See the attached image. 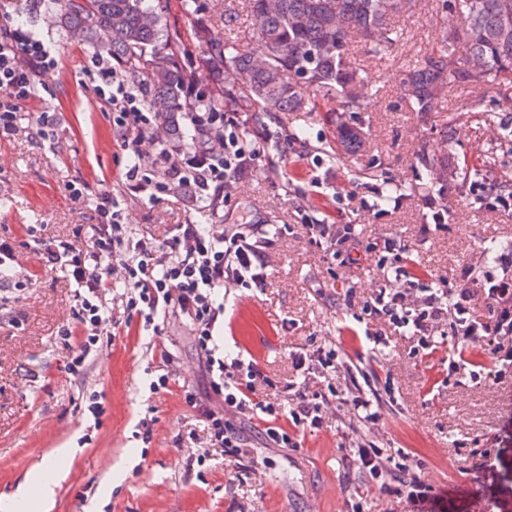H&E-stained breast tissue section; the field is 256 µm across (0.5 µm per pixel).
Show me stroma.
<instances>
[{
    "label": "stroma",
    "mask_w": 512,
    "mask_h": 512,
    "mask_svg": "<svg viewBox=\"0 0 512 512\" xmlns=\"http://www.w3.org/2000/svg\"><path fill=\"white\" fill-rule=\"evenodd\" d=\"M213 32L229 33L238 49L252 47L255 20L242 0H199ZM50 0H13L0 27L17 25L53 45L57 65L41 78L29 112L48 108L61 119L42 140L26 134L0 142V238L13 240L31 288H0V497L27 486L28 473L69 448L57 464L58 482L49 505L32 512H512V378L483 387L466 372L448 370L454 341L438 337L425 359L414 356L416 341L390 333L386 349L369 343L378 322L357 321L362 302L386 283L372 244L393 238L409 248V274L453 278L463 265L476 274L488 269L486 251L512 242V207L483 196L494 174H470L449 181L433 207L402 197L381 204L385 187L427 182L419 151L475 165L494 153L497 172L512 173V147L503 144L502 124L512 123V77L482 88L450 89L436 111H413L401 82L411 59L436 47L439 20L431 0H415L395 21L397 39L382 49L354 37L350 51L371 96L359 119L368 133L361 154L336 157V136L325 121L335 108L319 98L313 112H286L266 121L263 154L239 174L217 214L198 209L191 194H167L149 202L125 188L128 158L112 131L109 108L85 71L97 50L64 36ZM494 114L486 123L475 110ZM452 139H444L447 125ZM378 179H368L369 169ZM84 184L73 200L70 183ZM112 193L124 221L137 233L164 240L177 224H300L309 216L331 224H353L359 233V264L341 267L301 233L276 238L269 250V277L263 291L233 285L224 289L222 338L263 373L285 387L298 381L291 355L309 342L335 349L339 362L384 389L382 421L370 431L349 428L345 409L328 413L325 427L305 436L298 448H269L261 426L244 431L259 457L258 469H238L220 454L197 465L207 444L204 424L182 399V386L206 390L205 377L186 328L172 321L160 334L130 325L101 340L83 378L68 374V349L58 341L72 324L75 292L61 271L39 263L33 238L87 242L96 222V198ZM444 227L432 228L434 212ZM353 303H346V291ZM174 356L175 384L151 394L149 383L161 350ZM104 395L100 422L88 415L92 392ZM152 416V434L143 438L138 422ZM419 462L418 474L430 492L409 504L384 493L343 461L360 437ZM487 453L474 467V451Z\"/></svg>",
    "instance_id": "1"
}]
</instances>
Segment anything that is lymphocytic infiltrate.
Returning a JSON list of instances; mask_svg holds the SVG:
<instances>
[{
    "instance_id": "1",
    "label": "lymphocytic infiltrate",
    "mask_w": 512,
    "mask_h": 512,
    "mask_svg": "<svg viewBox=\"0 0 512 512\" xmlns=\"http://www.w3.org/2000/svg\"><path fill=\"white\" fill-rule=\"evenodd\" d=\"M54 64L51 47L31 31L0 29V139L23 130L36 138L54 124V113L22 109L36 98L40 75ZM93 66L119 147L134 160L126 172L130 193L155 200L189 186L205 200L207 211L223 206L225 186L263 153V137L247 135L233 112H187L183 121L194 133L191 141L153 139L159 119L134 84L103 59H95ZM149 154L165 165V179H157L145 165ZM95 211V233L85 247L53 240L40 242L36 250L42 266L66 272L75 285L73 316L83 338L75 345L70 329L59 333L61 343L71 349L69 374H84L90 355L120 319L138 320L156 333L161 321L174 316L188 327L209 385L206 396L188 389L183 399L204 422L211 447L221 449L234 467L258 463L241 426L260 414L268 418L265 441L270 448L300 447L306 435L324 427L325 411L335 404L348 407L353 425L367 428L380 420L379 403L367 397L354 376L341 385L330 381L340 368L334 349L313 342L293 353L302 380L285 387L281 400L257 396L265 376L256 362L220 354L216 333L224 322L222 291L229 283L265 287L267 250L275 238L269 225L178 224L161 243L125 224L111 194L100 195ZM304 230L331 259L358 263L355 225L309 219ZM383 248L393 259L388 270L401 285L378 289L363 302L362 315L413 336L415 352L422 356L433 348L439 325L447 324L456 343L485 348L492 356L493 369L470 371L473 382L490 386L512 377V245L493 258L498 274L479 276L466 268L454 281L432 279L417 288L402 280L405 247L390 239ZM477 295L490 309L483 321L470 313ZM349 464L397 499L413 503L426 495L427 487L408 458L393 457L373 442L358 441Z\"/></svg>"
}]
</instances>
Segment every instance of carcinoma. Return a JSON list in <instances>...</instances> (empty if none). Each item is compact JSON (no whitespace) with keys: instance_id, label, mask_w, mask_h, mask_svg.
<instances>
[{"instance_id":"carcinoma-1","label":"carcinoma","mask_w":512,"mask_h":512,"mask_svg":"<svg viewBox=\"0 0 512 512\" xmlns=\"http://www.w3.org/2000/svg\"><path fill=\"white\" fill-rule=\"evenodd\" d=\"M58 26L85 32L84 40L112 57L115 65L139 85L148 107L185 138L182 113L239 112L246 131L266 116L316 109L311 95L336 98V154L353 156L365 146L357 115L363 111L360 67L348 53L351 34L375 42L394 41L391 22L405 13L410 0H246L258 35L249 51L210 31L196 0H185L197 38L195 55L181 32L163 23L154 0H53ZM442 14L439 46L418 60L403 78L404 91L417 112H432L457 84L479 86L512 73V0H435ZM458 29L448 35V10ZM208 71L212 89L196 107L187 103L185 80L197 67ZM419 164L447 186L441 170L448 158L421 152Z\"/></svg>"}]
</instances>
